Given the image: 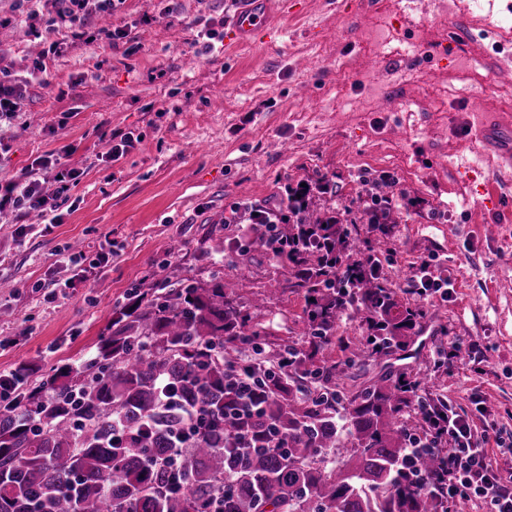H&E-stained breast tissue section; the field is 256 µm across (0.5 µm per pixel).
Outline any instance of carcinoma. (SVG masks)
Masks as SVG:
<instances>
[{"label":"carcinoma","instance_id":"cac0c4a2","mask_svg":"<svg viewBox=\"0 0 512 512\" xmlns=\"http://www.w3.org/2000/svg\"><path fill=\"white\" fill-rule=\"evenodd\" d=\"M390 180L375 185L368 223H380ZM288 202L300 213L293 224L263 228L251 242L278 244L290 264L289 287L303 293L308 347L286 345L265 354L263 328L249 324L237 284L213 274L204 283L163 277L139 288L112 310L108 333L93 357L31 380L36 364L9 373L15 398L0 406V512H207L217 489L223 512H439L441 504L413 480L428 478L440 458L426 453L407 461V431L421 427L411 395L385 375L351 396L315 398L304 378L321 372L336 379L343 366L367 371L388 355L389 341L408 338L403 306L382 278L360 273L350 235L328 254L304 228L336 236V208L316 217L309 200ZM344 318L372 322L370 335L353 343L348 359L312 368L313 357ZM249 341L262 363L285 376L266 378L267 400L254 430H279L288 448H242L236 427L224 420L235 390L224 385V365L247 368L236 350ZM177 391L203 410V435L184 459L185 485L166 493L165 468L154 463L171 442L178 418L163 405L162 390ZM345 458L338 466L329 456Z\"/></svg>","mask_w":512,"mask_h":512}]
</instances>
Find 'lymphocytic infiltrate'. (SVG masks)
<instances>
[{"instance_id": "lymphocytic-infiltrate-1", "label": "lymphocytic infiltrate", "mask_w": 512, "mask_h": 512, "mask_svg": "<svg viewBox=\"0 0 512 512\" xmlns=\"http://www.w3.org/2000/svg\"><path fill=\"white\" fill-rule=\"evenodd\" d=\"M60 2L56 17L48 22L49 31L55 35L50 45L54 51L79 41H96L97 33L87 28L89 15L112 12L122 0ZM56 209V204L43 194L38 180L22 177L0 186V212L37 211L45 214ZM452 286L453 280L447 268L433 255L418 262L407 284L409 293L421 298L437 293L449 296ZM266 374L265 367L259 363L250 370L230 369L229 380L239 395L236 418L254 416L262 410L267 395ZM401 385L404 390L416 395L422 415L421 431L408 437L409 453L414 455L432 448L439 450L442 458L439 472L431 479L423 480L425 492L441 495L451 504L460 500L470 501L477 512H512V472L495 468L485 448L497 425L492 421L486 422L485 430L481 433L474 428L475 415L485 412L482 400L474 399V409L469 412L456 408L444 398L420 396L418 383L409 378H402ZM165 404L183 417V425L175 433L168 455L169 468L175 472L204 416L199 408L184 405L172 398L166 399Z\"/></svg>"}]
</instances>
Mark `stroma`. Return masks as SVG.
Returning a JSON list of instances; mask_svg holds the SVG:
<instances>
[{
	"label": "stroma",
	"mask_w": 512,
	"mask_h": 512,
	"mask_svg": "<svg viewBox=\"0 0 512 512\" xmlns=\"http://www.w3.org/2000/svg\"><path fill=\"white\" fill-rule=\"evenodd\" d=\"M158 2L124 0L109 17L90 16L89 30L127 31L116 45L102 39L54 53L45 21L57 0H0V17L14 20L0 37V70L26 83L24 111L0 122V180L31 173L51 153L81 173L62 194L52 174L32 172L57 200L58 223L0 213V373L21 362L47 370L83 361L113 307L157 272L205 280L222 268L251 322L265 327V350L304 343L305 300L287 288L282 261L259 248L216 259L208 242L235 238L224 224L232 206L270 208L285 187L323 176L336 185L337 207L361 216L372 180L388 171L398 179L392 231L359 225L362 245L380 247L402 301L411 299L413 264L431 254L455 288L420 301L406 350L339 389L413 373L423 393L464 409L482 395L504 440L489 443V454L512 469V211L494 206L485 187L491 177L512 194V169H496L494 147L506 137L475 142L469 127L474 99L491 121L512 114L500 92L512 84V43L498 48L492 31L512 20V0H495L487 27L460 15L459 0H295L277 31L230 48L219 36L209 51L197 33L224 31L233 0H173L164 19L154 16ZM387 10L400 16L398 33L426 30L420 55L376 51L371 34ZM440 13L451 21L436 30ZM477 54L482 78L464 86V62ZM37 62L44 72L33 80ZM116 135L133 145L113 161ZM75 241L90 258L111 252L110 263L75 276L57 257ZM257 297L268 307H252ZM363 334L343 320L314 366L344 360ZM451 342L458 360L434 369L436 348ZM473 343L480 352L471 357Z\"/></svg>",
	"instance_id": "stroma-1"
}]
</instances>
